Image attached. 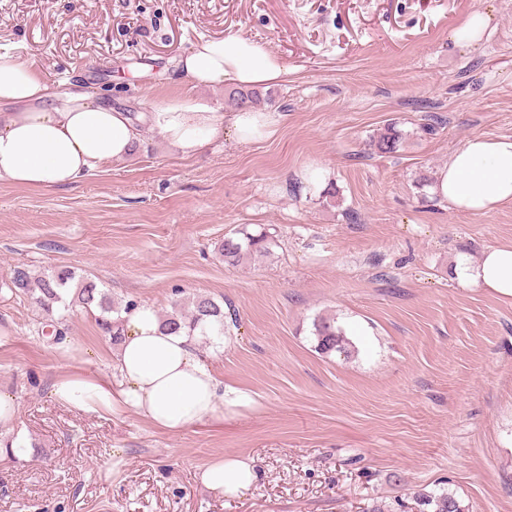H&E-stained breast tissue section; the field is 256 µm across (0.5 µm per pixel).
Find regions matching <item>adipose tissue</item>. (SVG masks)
<instances>
[{
	"mask_svg": "<svg viewBox=\"0 0 512 512\" xmlns=\"http://www.w3.org/2000/svg\"><path fill=\"white\" fill-rule=\"evenodd\" d=\"M175 73L196 86L259 88L282 83L289 70L253 39L231 33L196 42L176 60ZM278 122L272 112L224 113L189 96L135 119L88 92L61 90L19 56L0 53V181L20 186L49 191L76 183L127 159L148 128L163 136L171 153L189 159L228 132L241 144L271 136ZM433 191L459 212L487 214L512 203V138H467L438 170ZM457 279L512 299V242L461 263ZM114 367L116 384L69 377L57 380L52 393L87 413L133 410L167 432L224 411V388L197 356L193 338L167 332L150 308L138 305L126 313ZM255 478L254 468L238 459L201 469L202 484L227 495L241 493Z\"/></svg>",
	"mask_w": 512,
	"mask_h": 512,
	"instance_id": "ef3b65f1",
	"label": "adipose tissue"
}]
</instances>
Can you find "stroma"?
<instances>
[{
    "instance_id": "obj_1",
    "label": "stroma",
    "mask_w": 512,
    "mask_h": 512,
    "mask_svg": "<svg viewBox=\"0 0 512 512\" xmlns=\"http://www.w3.org/2000/svg\"><path fill=\"white\" fill-rule=\"evenodd\" d=\"M477 9L489 36L456 45ZM231 32L290 70L260 91L271 137L228 133L184 160L148 129L76 185L0 181V392L19 402L0 512H420L418 494L444 490L512 512V300L454 273L512 242V203L469 214L430 191L467 138L512 137V0H0V52L132 113L194 94L229 111L231 84L196 88L172 65ZM391 123L401 139L379 153ZM316 166L318 187L302 179ZM244 226L272 253L226 266L218 246ZM18 267L74 271L159 316L223 304V335L195 339L223 416L171 433L61 406L53 383L111 375L117 346L96 308L70 310L64 342L41 335L44 313L10 290ZM323 317L351 357L317 350ZM221 457L255 467L247 490L200 484Z\"/></svg>"
}]
</instances>
